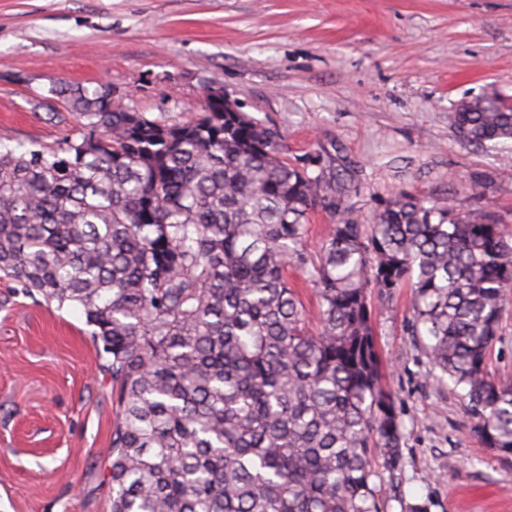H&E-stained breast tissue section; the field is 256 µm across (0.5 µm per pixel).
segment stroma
Wrapping results in <instances>:
<instances>
[{
  "label": "stroma",
  "mask_w": 512,
  "mask_h": 512,
  "mask_svg": "<svg viewBox=\"0 0 512 512\" xmlns=\"http://www.w3.org/2000/svg\"><path fill=\"white\" fill-rule=\"evenodd\" d=\"M62 82L110 87L168 124L220 87L289 155L335 152L360 185L359 221L409 192L512 234V143L469 146L451 118L464 99L512 103V0H0V138L71 134ZM371 301L403 435L397 469L375 479L380 512H512V465L434 375L409 289ZM90 332L80 308L0 273V512H109L115 404Z\"/></svg>",
  "instance_id": "1"
}]
</instances>
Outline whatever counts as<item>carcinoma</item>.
I'll use <instances>...</instances> for the list:
<instances>
[{
  "label": "carcinoma",
  "mask_w": 512,
  "mask_h": 512,
  "mask_svg": "<svg viewBox=\"0 0 512 512\" xmlns=\"http://www.w3.org/2000/svg\"><path fill=\"white\" fill-rule=\"evenodd\" d=\"M52 93L75 133L0 144V271L92 327L116 402L110 512H379L371 449L393 471L401 434L374 291L411 290L412 335L512 462V379L487 367L512 295L500 223L403 192L362 224L335 156L290 160L277 128L219 101L166 124L106 88ZM476 102L453 113L463 141H511L512 107ZM317 211L333 224L313 256ZM288 279L298 290V293L312 319V327L315 328L317 321L313 319L317 309V300L310 285L305 282L304 277L297 271L288 270Z\"/></svg>",
  "instance_id": "carcinoma-1"
}]
</instances>
